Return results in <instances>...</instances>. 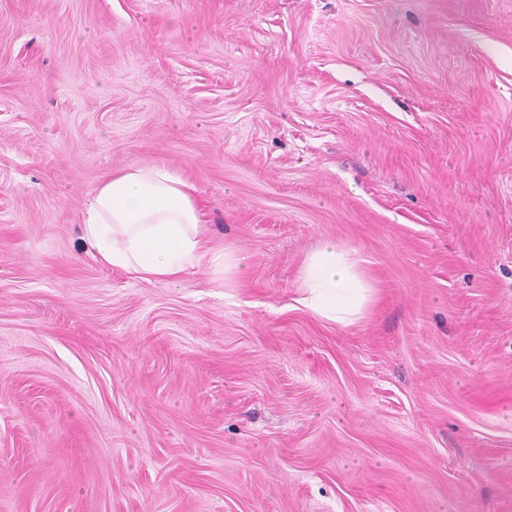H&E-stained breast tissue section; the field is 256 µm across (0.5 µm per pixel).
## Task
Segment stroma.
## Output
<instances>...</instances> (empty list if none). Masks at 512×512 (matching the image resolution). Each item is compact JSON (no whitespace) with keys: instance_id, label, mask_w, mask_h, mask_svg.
<instances>
[{"instance_id":"obj_1","label":"stroma","mask_w":512,"mask_h":512,"mask_svg":"<svg viewBox=\"0 0 512 512\" xmlns=\"http://www.w3.org/2000/svg\"><path fill=\"white\" fill-rule=\"evenodd\" d=\"M144 163L243 283L94 258ZM0 512H512V0H0ZM354 250L326 240L302 266L301 304L315 317L340 325L360 320L374 297V287Z\"/></svg>"}]
</instances>
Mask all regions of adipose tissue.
I'll use <instances>...</instances> for the list:
<instances>
[{
	"instance_id": "1",
	"label": "adipose tissue",
	"mask_w": 512,
	"mask_h": 512,
	"mask_svg": "<svg viewBox=\"0 0 512 512\" xmlns=\"http://www.w3.org/2000/svg\"><path fill=\"white\" fill-rule=\"evenodd\" d=\"M82 236L95 258L137 281H179L189 270L222 264L225 279H243V257L218 251L203 227L195 188L176 169L144 164L107 175L82 212ZM363 260L327 240L302 266L301 304L340 325L360 320L374 297Z\"/></svg>"
}]
</instances>
